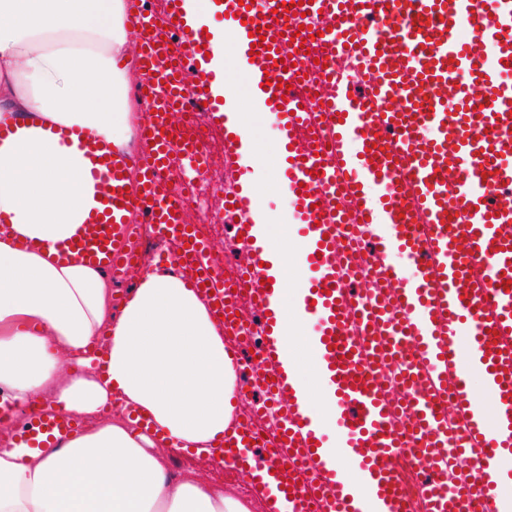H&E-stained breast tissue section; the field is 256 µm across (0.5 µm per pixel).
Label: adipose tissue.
Returning <instances> with one entry per match:
<instances>
[{"label": "adipose tissue", "instance_id": "1", "mask_svg": "<svg viewBox=\"0 0 512 512\" xmlns=\"http://www.w3.org/2000/svg\"><path fill=\"white\" fill-rule=\"evenodd\" d=\"M183 9L223 72L217 5ZM135 37L128 0H0V404L21 417L37 398L82 423L61 447L0 442V512L253 510L160 452H209L239 409L223 328L188 274L153 266L116 306L104 268L58 255L97 206L80 137L129 157L146 119L128 94Z\"/></svg>", "mask_w": 512, "mask_h": 512}]
</instances>
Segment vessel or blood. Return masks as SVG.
<instances>
[{
  "label": "vessel or blood",
  "mask_w": 512,
  "mask_h": 512,
  "mask_svg": "<svg viewBox=\"0 0 512 512\" xmlns=\"http://www.w3.org/2000/svg\"><path fill=\"white\" fill-rule=\"evenodd\" d=\"M220 3L225 21L258 48L249 63L258 98L284 134L280 182L301 226L296 269L309 287L300 314L316 323L326 417L301 407L300 375L286 369L289 347L273 311L286 283L260 265L255 192L238 189L230 200L242 237L239 295L225 287L165 178L176 158L199 175L206 163L205 142L185 136L173 115L203 105L225 117L223 97L208 90L223 74L186 80L187 63H207V39L176 0L160 15L140 5L130 13L149 112L138 188L128 191L123 160L89 145L103 203L61 255L141 274L153 261L134 254L129 216L143 213L177 242L174 263L210 292L234 348L248 346L246 324L260 320L250 381L271 389L285 421L267 446L237 420L216 450L251 483L275 472L293 512H414L407 469L426 489L425 512H512L492 478L512 463V0ZM302 26L319 39L304 45ZM287 57L293 67H284ZM379 222L387 226L380 234ZM394 251L414 276L388 264ZM475 375L494 401L493 419L474 396ZM452 416L464 439L451 457L444 433ZM328 423L343 454L359 462L352 485L322 460ZM75 429L71 418L42 410L19 436L40 447ZM253 445L266 449L263 467L251 463ZM452 467L464 476L454 497Z\"/></svg>",
  "instance_id": "vessel-or-blood-1"
}]
</instances>
